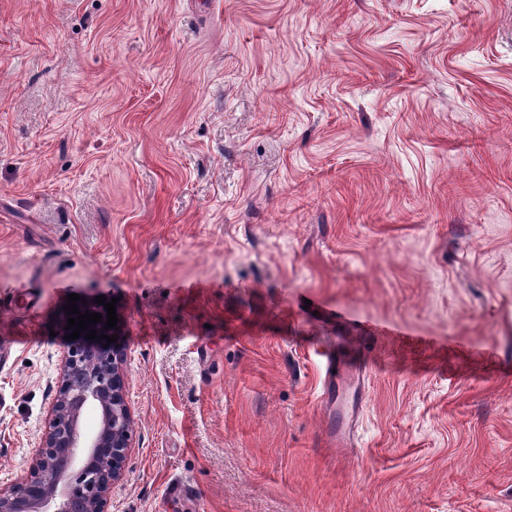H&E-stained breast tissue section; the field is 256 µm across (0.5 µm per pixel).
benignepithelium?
I'll return each instance as SVG.
<instances>
[{"label": "benign epithelium", "mask_w": 512, "mask_h": 512, "mask_svg": "<svg viewBox=\"0 0 512 512\" xmlns=\"http://www.w3.org/2000/svg\"><path fill=\"white\" fill-rule=\"evenodd\" d=\"M78 308L83 314H102L94 325L98 334L122 335L120 329H105L104 306L89 301ZM125 362L119 341L81 336L68 342L41 443L27 473L0 487V512H106L130 452L133 418L126 401ZM91 409L100 418L93 431L84 425Z\"/></svg>", "instance_id": "obj_1"}]
</instances>
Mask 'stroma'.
<instances>
[{"label": "stroma", "mask_w": 512, "mask_h": 512, "mask_svg": "<svg viewBox=\"0 0 512 512\" xmlns=\"http://www.w3.org/2000/svg\"><path fill=\"white\" fill-rule=\"evenodd\" d=\"M72 293L124 323L107 512H512V0H0V486Z\"/></svg>", "instance_id": "1"}]
</instances>
